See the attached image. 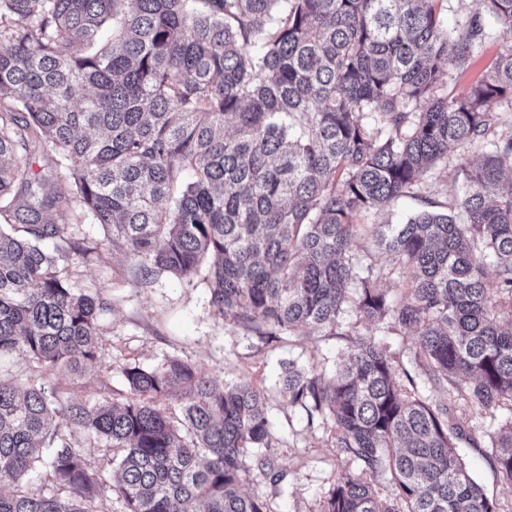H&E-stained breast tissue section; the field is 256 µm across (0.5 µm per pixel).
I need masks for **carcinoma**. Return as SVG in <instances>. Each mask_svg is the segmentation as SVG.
I'll use <instances>...</instances> for the list:
<instances>
[{
	"mask_svg": "<svg viewBox=\"0 0 512 512\" xmlns=\"http://www.w3.org/2000/svg\"><path fill=\"white\" fill-rule=\"evenodd\" d=\"M443 2L0 0V201L25 233L0 227V355L47 374L99 362L112 304L74 287L69 266L86 256L73 228L100 224L137 284L204 269L217 315L260 336L334 331L349 309L417 331L413 362L446 405L411 376L403 390L371 336L329 381L288 369L289 401L327 411L347 460L323 512H500L456 452L448 411L457 399L512 410V310L495 301L512 296V133L488 139L499 109L512 112V0H472L453 30ZM491 20L501 53L448 96ZM450 147L467 187L449 210L373 225L409 275L394 303L353 261L359 220L422 188ZM37 153L50 165L35 174ZM122 375L116 404L46 380L22 391L0 371V512H103L78 432L116 450L125 512H268L240 490L275 469L250 454L269 447L262 390L177 358ZM175 395L179 417L160 406ZM43 448L68 503L26 484ZM485 455L512 485V417ZM385 476L392 503L371 484Z\"/></svg>",
	"mask_w": 512,
	"mask_h": 512,
	"instance_id": "1",
	"label": "carcinoma"
}]
</instances>
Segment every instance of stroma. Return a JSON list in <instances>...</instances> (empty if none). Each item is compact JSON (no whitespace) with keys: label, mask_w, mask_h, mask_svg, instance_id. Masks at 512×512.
Masks as SVG:
<instances>
[{"label":"stroma","mask_w":512,"mask_h":512,"mask_svg":"<svg viewBox=\"0 0 512 512\" xmlns=\"http://www.w3.org/2000/svg\"><path fill=\"white\" fill-rule=\"evenodd\" d=\"M501 45L497 30H490L471 66L451 72L449 90L457 94L466 91L486 73ZM462 190L457 156L452 153L447 168L437 169L426 189L400 200L385 214L369 216L368 221L400 224L424 209L427 202L450 203ZM79 231L97 252L72 268V280L76 287L99 289L111 298L113 309L101 322L99 363L79 376L63 370L51 373L50 380L61 395L124 401L128 392L121 370L125 365L159 368L174 357L217 382L250 383L263 390L267 399L271 453L281 479L274 484L256 474L244 482L243 491L261 496L270 512H321L345 462L336 446L331 419L324 412L289 402L283 389L287 368L331 378L354 341L371 336L388 346L395 369L402 370L409 366L415 332L374 325L350 311L332 333L300 327L281 338L260 336L215 314L202 276L188 281L164 273L151 286L138 287L126 273L128 260L122 247L112 244L103 227L84 224ZM352 255L372 266L377 287L390 297L401 295L405 283L395 271L392 257L382 254L369 235L358 234ZM452 414L473 435L472 440L457 442L472 476L497 501L501 512H512V485L501 480L482 448L488 432L495 430L496 420L461 400L453 405ZM76 444L87 468L102 477L104 498L111 501L114 512H122L123 504L113 491L116 466L105 441L80 433Z\"/></svg>","instance_id":"stroma-1"}]
</instances>
